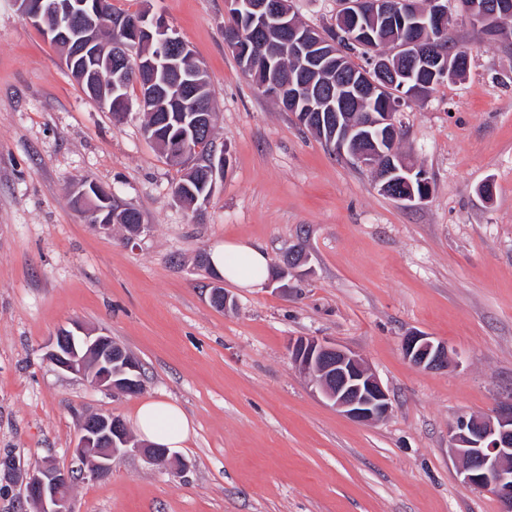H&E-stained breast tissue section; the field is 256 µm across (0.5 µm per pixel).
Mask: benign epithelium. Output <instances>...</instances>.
I'll use <instances>...</instances> for the list:
<instances>
[{
    "instance_id": "7a95c632",
    "label": "benign epithelium",
    "mask_w": 512,
    "mask_h": 512,
    "mask_svg": "<svg viewBox=\"0 0 512 512\" xmlns=\"http://www.w3.org/2000/svg\"><path fill=\"white\" fill-rule=\"evenodd\" d=\"M16 5L26 22L42 29L52 43L62 47L64 64L70 66L76 57L87 53H108L112 89L101 103L112 105L114 96L123 103V111L114 113L117 120L125 118L124 110L129 108V103L119 96L131 77L129 55L144 45L155 47L157 53L145 63L143 55L136 56L137 65L152 67L151 80L141 85L140 104L145 109H164L167 96L160 95V86L178 90L177 120L188 129L168 142V157L174 165L194 164L196 148L191 135L209 121L211 107L193 101V87L203 80V69L181 73L180 60L191 51L175 29L163 19L150 16L147 8L129 18L87 0H77L66 7L56 0H16ZM461 6L460 16L486 35H508L503 20L512 15V0H461ZM224 8L228 15L245 23L252 36L274 23L285 32V50L299 60L302 77H283L275 72L257 86L262 94L288 100L301 110L302 123L308 124L319 139L337 153L347 154L361 166L376 171L384 194L407 205L428 197L430 185L425 172L409 167L390 148V141L400 132L397 111L421 96L423 78L432 82L458 79L457 64L434 45L437 31L460 17L448 8V0H430L425 10L415 0H342L334 30H355L353 43L370 51V66L362 71L337 41L323 38L314 29L297 26L290 19L285 0H224ZM365 18L376 23L397 20L405 35L386 52L361 23ZM96 27L113 34V52L97 43L92 33ZM386 87L391 88V96L383 99V109L367 113L359 123L344 120L352 104L362 98L374 99ZM224 159L222 154L214 156L209 164L206 181L212 189L216 177L224 175ZM401 347L405 358L419 368L446 370L451 364L448 345L436 343L424 334L403 337ZM288 353L295 366L313 377L324 397L345 417L372 423L389 413L390 395L360 355L308 338L290 342ZM47 358L63 370L90 374L92 384L106 390L127 394L141 383L139 363L116 347L112 337L94 336L80 327L75 333H58L50 343ZM449 434L460 462L462 487L487 491L503 504L501 512H512V398L499 402L487 415L458 420ZM130 443L122 420L110 413L92 414L81 423L74 453L85 464L87 473L102 476L112 470V461L128 451ZM136 450L157 466L169 463L167 448L147 445ZM6 470L23 482L27 497L38 506V512H72V471L50 460L23 473L13 464Z\"/></svg>"
}]
</instances>
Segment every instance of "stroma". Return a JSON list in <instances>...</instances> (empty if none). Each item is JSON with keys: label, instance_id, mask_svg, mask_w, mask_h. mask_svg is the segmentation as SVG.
<instances>
[{"label": "stroma", "instance_id": "stroma-1", "mask_svg": "<svg viewBox=\"0 0 512 512\" xmlns=\"http://www.w3.org/2000/svg\"><path fill=\"white\" fill-rule=\"evenodd\" d=\"M147 5L209 75L226 165L199 218L143 133L139 90L114 122L0 0V456L73 470V512H499L461 486L448 429L512 398V37L458 21L448 42L470 49L466 77L397 113L399 149L431 186L407 206L258 91L224 40V0ZM86 182L136 208L145 231H96L75 202ZM227 242L307 260L261 289L224 283L219 309L197 256ZM75 322L136 358L139 392L47 359ZM413 332L446 343L452 366L410 363ZM298 338L361 355L388 415L364 424L331 406L288 354ZM148 398L194 424L170 465L129 453L105 477L80 473L83 417L129 425Z\"/></svg>", "mask_w": 512, "mask_h": 512}]
</instances>
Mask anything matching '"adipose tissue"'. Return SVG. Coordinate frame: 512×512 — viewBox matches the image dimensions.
Returning <instances> with one entry per match:
<instances>
[{"label":"adipose tissue","instance_id":"1","mask_svg":"<svg viewBox=\"0 0 512 512\" xmlns=\"http://www.w3.org/2000/svg\"><path fill=\"white\" fill-rule=\"evenodd\" d=\"M214 270L242 288H263L271 274L266 250L258 244L227 243L210 254ZM134 428L140 438L159 448H179L192 435V421L176 403L150 399L142 402L134 415Z\"/></svg>","mask_w":512,"mask_h":512}]
</instances>
